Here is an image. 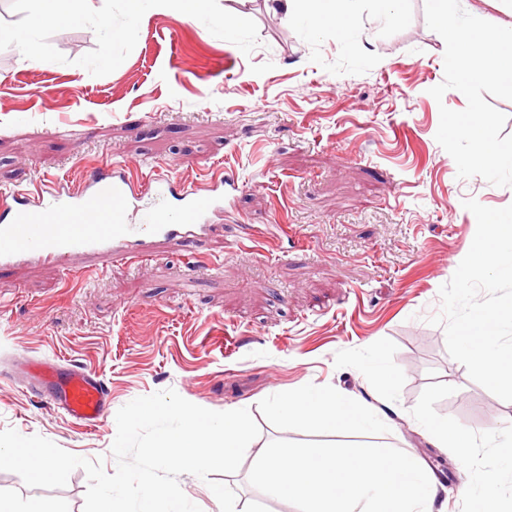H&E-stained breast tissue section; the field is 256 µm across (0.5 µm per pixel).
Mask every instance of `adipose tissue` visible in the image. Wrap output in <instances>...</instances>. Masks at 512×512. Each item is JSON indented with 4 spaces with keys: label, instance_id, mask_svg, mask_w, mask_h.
Instances as JSON below:
<instances>
[{
    "label": "adipose tissue",
    "instance_id": "ef3b65f1",
    "mask_svg": "<svg viewBox=\"0 0 512 512\" xmlns=\"http://www.w3.org/2000/svg\"><path fill=\"white\" fill-rule=\"evenodd\" d=\"M32 22L26 27L0 28V41L14 44L33 65L44 62L38 44V34L49 25L75 18L87 17L92 0H28ZM272 10L283 12L288 18L299 20L308 28L336 25L346 31L356 12L358 0H268ZM209 0H125L130 24H137L146 14L157 9L172 10L177 16H198L206 12ZM415 423L436 445L455 449L462 455H471L476 446L474 434L466 428L448 424L420 414Z\"/></svg>",
    "mask_w": 512,
    "mask_h": 512
}]
</instances>
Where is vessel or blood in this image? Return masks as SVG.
Listing matches in <instances>:
<instances>
[{"label":"vessel or blood","mask_w":512,"mask_h":512,"mask_svg":"<svg viewBox=\"0 0 512 512\" xmlns=\"http://www.w3.org/2000/svg\"><path fill=\"white\" fill-rule=\"evenodd\" d=\"M172 182L171 175L152 172L135 183L122 166L105 163L77 183L41 181L28 202H19L18 191L1 190L0 210L11 221L0 224V266L34 256L66 275L77 254L120 261L132 246L199 240L214 232L210 217L220 209L223 175L181 194L176 207L165 201ZM34 387L56 408L92 427L111 402L99 374L72 364L43 363Z\"/></svg>","instance_id":"vessel-or-blood-1"}]
</instances>
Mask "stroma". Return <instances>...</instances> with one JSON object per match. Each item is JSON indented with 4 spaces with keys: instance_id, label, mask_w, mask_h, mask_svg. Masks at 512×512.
<instances>
[{
    "instance_id": "obj_1",
    "label": "stroma",
    "mask_w": 512,
    "mask_h": 512,
    "mask_svg": "<svg viewBox=\"0 0 512 512\" xmlns=\"http://www.w3.org/2000/svg\"><path fill=\"white\" fill-rule=\"evenodd\" d=\"M87 19L40 37L32 66L0 44V188L81 177L101 161L169 172L202 188L224 171V216L203 243H158L145 257L92 275L28 261L0 268V431L42 436L65 451L116 460V413L167 389L213 411L249 409L259 427L240 468L215 474L238 512L282 502L248 482L265 446L307 441L269 423L258 404L306 384L366 402L387 425L379 444L418 457L435 477L440 512H469L459 490L491 469V434L512 426V402L472 381L450 357L439 289L467 254L476 220L463 202L512 205V187L461 179L438 144L435 100L445 43L425 0H401L387 21L361 0L347 45L268 10L264 0H211L205 14L160 9L126 37L121 0H93ZM247 22L232 40L224 26ZM112 62L99 65L102 54ZM61 358L96 371L112 394L104 419L81 425L9 372L14 356ZM397 371L386 396L365 369ZM466 425L470 458L438 448L409 417ZM88 478L27 487L0 471V498L37 499L51 512H83Z\"/></svg>"
}]
</instances>
